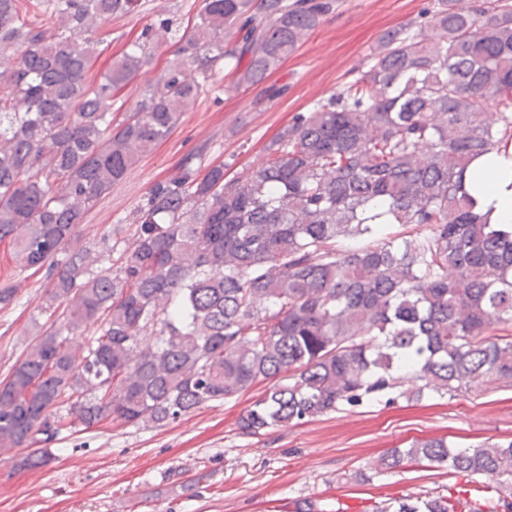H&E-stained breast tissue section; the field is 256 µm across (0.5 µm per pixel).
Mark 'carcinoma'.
I'll return each instance as SVG.
<instances>
[{
	"label": "carcinoma",
	"instance_id": "carcinoma-1",
	"mask_svg": "<svg viewBox=\"0 0 512 512\" xmlns=\"http://www.w3.org/2000/svg\"><path fill=\"white\" fill-rule=\"evenodd\" d=\"M141 7L0 0V57L16 60L0 71V242L22 270L55 266L48 301L66 304L69 329L100 324L80 355L48 329L16 362L0 382V447L42 444L20 461L38 468L73 419L161 427L264 381L244 435L381 398L512 386V336L495 335L512 325V231L487 223L465 185L472 160L512 146V0H435L296 113L255 168L227 180L224 164L185 157L93 270L70 251L78 226L218 64L236 88L261 84L339 0H202L185 29L160 19L90 79L108 49L97 24ZM161 38L174 59L118 118ZM405 462L511 481L512 439H415L371 469ZM372 512L481 509L398 496Z\"/></svg>",
	"mask_w": 512,
	"mask_h": 512
}]
</instances>
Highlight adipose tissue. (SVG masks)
<instances>
[{"instance_id":"obj_1","label":"adipose tissue","mask_w":512,"mask_h":512,"mask_svg":"<svg viewBox=\"0 0 512 512\" xmlns=\"http://www.w3.org/2000/svg\"><path fill=\"white\" fill-rule=\"evenodd\" d=\"M478 213L489 223L512 228V149L474 160L465 173Z\"/></svg>"}]
</instances>
